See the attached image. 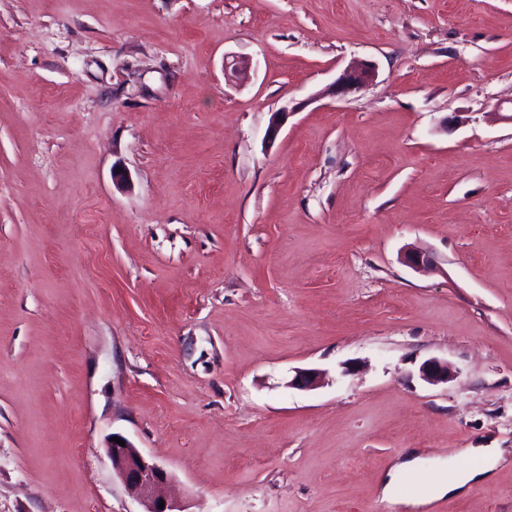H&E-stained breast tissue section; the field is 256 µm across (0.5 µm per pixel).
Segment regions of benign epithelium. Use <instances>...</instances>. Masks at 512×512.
I'll list each match as a JSON object with an SVG mask.
<instances>
[{
  "instance_id": "benign-epithelium-1",
  "label": "benign epithelium",
  "mask_w": 512,
  "mask_h": 512,
  "mask_svg": "<svg viewBox=\"0 0 512 512\" xmlns=\"http://www.w3.org/2000/svg\"><path fill=\"white\" fill-rule=\"evenodd\" d=\"M374 78V70L368 64L350 65L336 79L326 93L335 97L357 89ZM405 262L418 272H427L434 266L432 256L422 250L412 248L404 256ZM420 377L429 384L436 385L450 381L454 374L448 364L436 359L425 361L419 368ZM321 373L314 369L296 372L288 382V387L307 389L320 383ZM112 468L116 476L135 495L143 506V512H180L167 496L170 476L155 462L146 459L131 442L121 446L112 443L109 448ZM164 507H159V503Z\"/></svg>"
}]
</instances>
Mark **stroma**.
Segmentation results:
<instances>
[{
    "mask_svg": "<svg viewBox=\"0 0 512 512\" xmlns=\"http://www.w3.org/2000/svg\"><path fill=\"white\" fill-rule=\"evenodd\" d=\"M497 110L512 0H0V512H142L116 434L180 512H409L390 471L467 448L419 512H512ZM374 78V70L368 64L350 65L343 73L336 79L326 93L335 97L342 96L352 89H357ZM419 373L422 380L432 385L448 383L454 377L448 363L436 359L425 361L420 366ZM461 456L464 458L462 464L452 465L448 473L442 471L435 474L430 483L423 486L404 503L424 504L446 494L461 493L472 482L490 477L499 460L497 448H467Z\"/></svg>",
    "mask_w": 512,
    "mask_h": 512,
    "instance_id": "35a3bbf8",
    "label": "stroma"
}]
</instances>
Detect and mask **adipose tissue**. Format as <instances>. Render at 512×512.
Here are the masks:
<instances>
[{"instance_id":"adipose-tissue-1","label":"adipose tissue","mask_w":512,"mask_h":512,"mask_svg":"<svg viewBox=\"0 0 512 512\" xmlns=\"http://www.w3.org/2000/svg\"><path fill=\"white\" fill-rule=\"evenodd\" d=\"M462 456L463 463L435 474L430 483L414 493L410 498L411 504H424L451 493L463 492L471 483L488 478L499 460V453L494 448H468Z\"/></svg>"}]
</instances>
